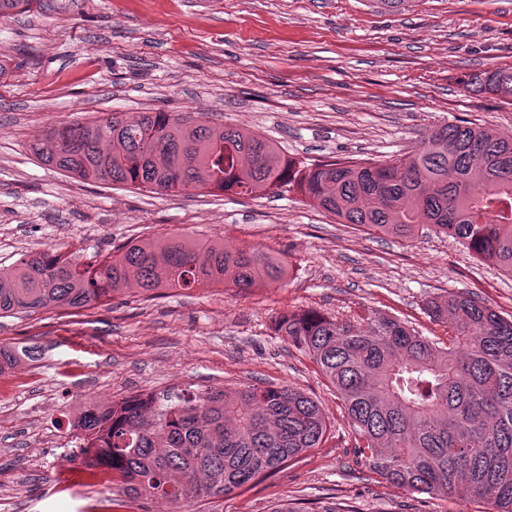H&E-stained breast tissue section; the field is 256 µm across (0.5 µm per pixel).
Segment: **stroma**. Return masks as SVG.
Segmentation results:
<instances>
[{
	"label": "stroma",
	"mask_w": 512,
	"mask_h": 512,
	"mask_svg": "<svg viewBox=\"0 0 512 512\" xmlns=\"http://www.w3.org/2000/svg\"><path fill=\"white\" fill-rule=\"evenodd\" d=\"M512 65V0H39L0 16V268L53 247L78 261L174 234L270 248L283 279L148 299L131 288L81 310L0 318V346L38 348L0 380V512H90L112 488L72 460L77 395L97 400L273 382L316 398L320 447L253 487L181 512H491L466 490L411 494L355 454L342 402L275 330L284 313L392 315L434 340L428 299L459 292L512 315V277L422 226L409 238L337 223L300 195L172 196L88 182L28 149L49 127L110 112L202 113L288 156L389 160L460 120L512 133V101L464 93L473 70Z\"/></svg>",
	"instance_id": "obj_1"
}]
</instances>
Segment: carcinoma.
<instances>
[{"label":"carcinoma","instance_id":"cac0c4a2","mask_svg":"<svg viewBox=\"0 0 512 512\" xmlns=\"http://www.w3.org/2000/svg\"><path fill=\"white\" fill-rule=\"evenodd\" d=\"M39 0H0V16ZM465 92L512 101V65L476 69ZM44 163L85 181L189 195L197 189L262 197L295 191L344 224L406 236L428 224L512 275V134L461 121L389 161L307 164L263 136L174 112H111L49 128L30 144ZM262 247L170 235L128 242L87 263L50 248L0 270V316L92 307L135 283L167 289L224 285L246 291L283 277ZM427 311L450 327L433 342L393 316L365 326L318 310L276 322L336 389L374 474L417 494L463 487L494 512H512V317L450 293ZM331 425L290 385L136 394L90 408L72 424L82 462L105 467L134 499L173 506L228 496L320 446Z\"/></svg>","mask_w":512,"mask_h":512}]
</instances>
